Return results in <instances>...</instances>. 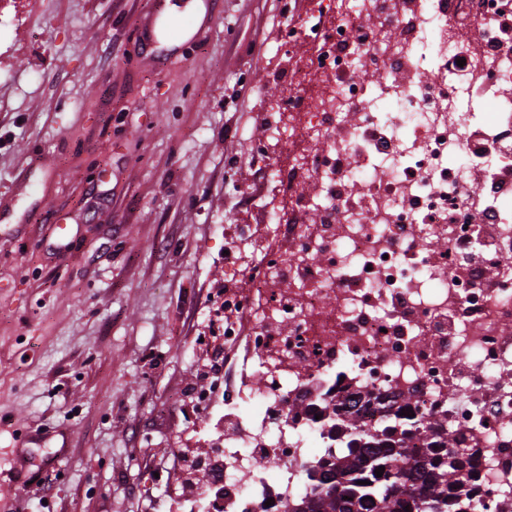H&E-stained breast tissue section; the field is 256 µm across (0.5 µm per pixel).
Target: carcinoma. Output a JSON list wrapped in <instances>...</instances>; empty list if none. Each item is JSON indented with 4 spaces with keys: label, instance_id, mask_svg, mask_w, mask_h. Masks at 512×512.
Listing matches in <instances>:
<instances>
[{
    "label": "carcinoma",
    "instance_id": "carcinoma-1",
    "mask_svg": "<svg viewBox=\"0 0 512 512\" xmlns=\"http://www.w3.org/2000/svg\"><path fill=\"white\" fill-rule=\"evenodd\" d=\"M409 426L410 418L396 412L367 441L336 449V463L296 512H448V489L461 483L464 469L459 456L440 452L453 433L432 421L434 439L411 461Z\"/></svg>",
    "mask_w": 512,
    "mask_h": 512
}]
</instances>
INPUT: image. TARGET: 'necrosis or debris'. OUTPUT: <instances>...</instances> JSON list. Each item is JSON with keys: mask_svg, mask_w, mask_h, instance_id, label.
Masks as SVG:
<instances>
[{"mask_svg": "<svg viewBox=\"0 0 512 512\" xmlns=\"http://www.w3.org/2000/svg\"><path fill=\"white\" fill-rule=\"evenodd\" d=\"M318 2L266 128L282 202L199 330L210 477L173 512H294L355 437L337 412L401 408L413 446L460 432L469 512H512V0ZM203 354L198 360L203 368L202 377L208 378L210 373H218L224 367L223 346H205Z\"/></svg>", "mask_w": 512, "mask_h": 512, "instance_id": "necrosis-or-debris-1", "label": "necrosis or debris"}]
</instances>
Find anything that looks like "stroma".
<instances>
[{
  "label": "stroma",
  "instance_id": "35a3bbf8",
  "mask_svg": "<svg viewBox=\"0 0 512 512\" xmlns=\"http://www.w3.org/2000/svg\"><path fill=\"white\" fill-rule=\"evenodd\" d=\"M153 2L34 0L0 47V512H168L217 227L272 200L255 102L306 60L304 0H219L159 68L136 39Z\"/></svg>",
  "mask_w": 512,
  "mask_h": 512
}]
</instances>
